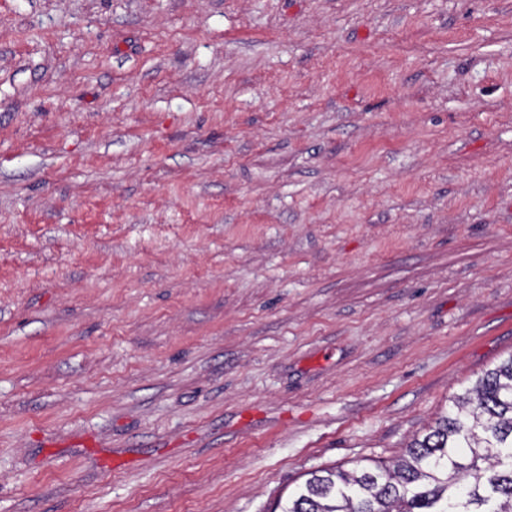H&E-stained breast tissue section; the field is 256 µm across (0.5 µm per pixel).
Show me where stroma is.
Listing matches in <instances>:
<instances>
[{"mask_svg":"<svg viewBox=\"0 0 512 512\" xmlns=\"http://www.w3.org/2000/svg\"><path fill=\"white\" fill-rule=\"evenodd\" d=\"M512 355V0H0V512H275Z\"/></svg>","mask_w":512,"mask_h":512,"instance_id":"obj_1","label":"stroma"}]
</instances>
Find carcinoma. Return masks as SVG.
<instances>
[{"label": "carcinoma", "mask_w": 512, "mask_h": 512, "mask_svg": "<svg viewBox=\"0 0 512 512\" xmlns=\"http://www.w3.org/2000/svg\"><path fill=\"white\" fill-rule=\"evenodd\" d=\"M398 460L312 475L281 512H512V355Z\"/></svg>", "instance_id": "cac0c4a2"}]
</instances>
